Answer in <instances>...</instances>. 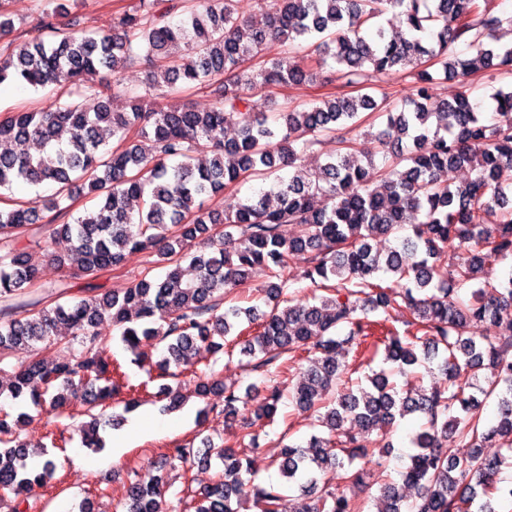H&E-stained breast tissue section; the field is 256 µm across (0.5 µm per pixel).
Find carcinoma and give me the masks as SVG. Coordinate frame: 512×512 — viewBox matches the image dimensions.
<instances>
[{
    "mask_svg": "<svg viewBox=\"0 0 512 512\" xmlns=\"http://www.w3.org/2000/svg\"><path fill=\"white\" fill-rule=\"evenodd\" d=\"M186 2L136 0L117 17L112 34L69 33L52 42L15 37L0 44V84L81 88L79 101L60 95L39 112L0 121V191L18 182L58 185L42 214L22 205L0 209V237L14 241L30 224H49L52 236L70 242L67 255L53 261L89 278L119 265L127 250H152L163 263L181 253L196 271L186 281L175 265L162 277L101 297L89 284L91 294L77 302L57 298L1 320V358L62 341V325L82 346L53 367L20 362L10 396H27L36 406H61L71 396L91 409L106 405L115 384L107 377L103 322L112 323L139 361L141 338L167 342L158 368L176 379L200 344L221 350L239 321L260 318L240 350L244 366L277 372L297 353L309 354L288 400L315 415L328 436L285 446L277 462L282 481L257 483L249 467L256 439L242 416L248 396L225 386L224 422L239 423V446L207 445L206 457L224 467L219 479L172 507L164 498V474L136 475L125 491V512H239L247 497L259 512H289L288 492L296 487L309 495L301 512H358L344 495L319 487L320 476L341 470L343 480L360 483L352 466L368 449L353 436L341 439L346 426L366 439L408 415L424 420L401 472L403 484L417 493L408 500L397 484L385 483L378 512H496L493 503L512 501V479L501 476L512 470V269L477 287L472 281L478 268L512 258V87L496 91L488 121L465 89L450 101H433L435 75L427 63L436 61L439 73L463 85L489 69L512 74V43L500 42V32L512 30V16L497 13L490 0H259L264 21L256 25L239 15L238 0H202L192 10ZM49 3L53 8L43 10L39 26L53 31L68 6L67 0ZM185 11L184 20L171 23L169 17ZM389 11L400 23L395 35L380 22ZM275 45L282 50L270 65L253 70L251 60ZM328 59L340 86L360 93L255 111L256 87L313 84ZM140 65L150 68L143 93L130 98L129 110L115 111L113 100L124 95L120 80L108 86L98 77ZM393 69L411 78L408 107L398 112L387 93L365 84L368 72ZM160 73L170 85L211 89V109L184 103L143 111V102L156 96ZM365 112L386 117L385 128L368 132L387 148L379 164L373 148L343 136ZM230 126L236 138L226 141ZM108 137L120 146L109 149ZM322 137L339 144L336 152L309 168L299 164ZM29 141L37 153L5 147ZM462 167L472 177L450 186L445 174ZM284 170L288 177H278L275 188L232 212L205 208V198L245 175ZM84 192L96 204L74 216L69 201ZM413 211L422 216L414 236L384 255L374 251L371 241L398 234ZM219 224L222 247L210 251L205 234ZM281 224L297 225L298 233L281 236ZM306 254L310 266L302 278L322 291L310 301L296 299L283 276L293 257ZM256 265L276 278L262 289L273 303L268 314L224 301ZM382 272L394 285L377 283ZM39 278L32 254L9 249L0 255V302L20 300ZM402 303L411 319L401 335L390 311ZM487 322L501 329L493 340L479 332ZM373 337V346H384L388 368L365 375V386L348 377L338 354ZM419 366L436 367L446 384L406 389L393 380L419 378ZM486 367L495 378L483 385L479 372ZM492 396L497 417L488 423L483 407ZM282 399L279 387L266 388L261 416L274 419ZM9 418L0 415V489L19 494L46 484L57 464L14 437ZM81 432L85 447L101 448L96 418ZM450 435L467 448L465 455L444 450ZM494 444L506 454L486 457L484 448ZM195 457L190 443L169 455L186 465Z\"/></svg>",
    "mask_w": 512,
    "mask_h": 512,
    "instance_id": "obj_1",
    "label": "carcinoma"
}]
</instances>
